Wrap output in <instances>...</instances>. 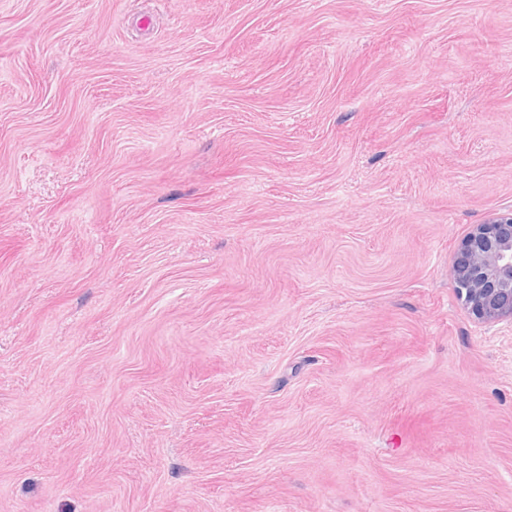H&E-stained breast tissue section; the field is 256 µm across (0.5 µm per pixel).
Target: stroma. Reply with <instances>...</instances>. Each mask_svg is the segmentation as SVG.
<instances>
[{
  "instance_id": "35a3bbf8",
  "label": "stroma",
  "mask_w": 512,
  "mask_h": 512,
  "mask_svg": "<svg viewBox=\"0 0 512 512\" xmlns=\"http://www.w3.org/2000/svg\"><path fill=\"white\" fill-rule=\"evenodd\" d=\"M512 0H0V512H512ZM452 276L463 307L475 320L512 325V212L474 226L458 245Z\"/></svg>"
}]
</instances>
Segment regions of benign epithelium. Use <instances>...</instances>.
Instances as JSON below:
<instances>
[{
    "label": "benign epithelium",
    "instance_id": "1",
    "mask_svg": "<svg viewBox=\"0 0 512 512\" xmlns=\"http://www.w3.org/2000/svg\"><path fill=\"white\" fill-rule=\"evenodd\" d=\"M455 290L482 324H512V212L477 224L458 245L452 267Z\"/></svg>",
    "mask_w": 512,
    "mask_h": 512
}]
</instances>
